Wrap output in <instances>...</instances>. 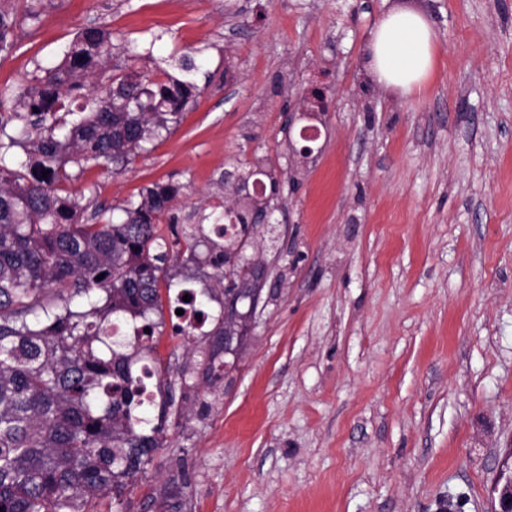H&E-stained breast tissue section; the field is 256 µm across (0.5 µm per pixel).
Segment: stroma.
<instances>
[{"label":"stroma","mask_w":512,"mask_h":512,"mask_svg":"<svg viewBox=\"0 0 512 512\" xmlns=\"http://www.w3.org/2000/svg\"><path fill=\"white\" fill-rule=\"evenodd\" d=\"M405 0H21L0 88L57 66L80 32L111 64L190 54L198 90L171 133L119 172L72 186L105 210L179 186L171 219L232 207L227 170L274 167L279 229L247 257L266 278L243 349L213 386L208 344L164 319L165 446L121 502L181 512H491L512 472V0H416L437 36L422 93L370 82L362 49ZM328 112L305 111L312 87ZM321 130L310 158L298 127Z\"/></svg>","instance_id":"obj_1"}]
</instances>
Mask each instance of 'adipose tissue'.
Here are the masks:
<instances>
[{
  "label": "adipose tissue",
  "mask_w": 512,
  "mask_h": 512,
  "mask_svg": "<svg viewBox=\"0 0 512 512\" xmlns=\"http://www.w3.org/2000/svg\"><path fill=\"white\" fill-rule=\"evenodd\" d=\"M435 39L421 10L403 7L389 11L364 48L363 66L368 78L400 96L412 95L432 76Z\"/></svg>",
  "instance_id": "1"
}]
</instances>
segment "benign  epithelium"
<instances>
[{"mask_svg":"<svg viewBox=\"0 0 512 512\" xmlns=\"http://www.w3.org/2000/svg\"><path fill=\"white\" fill-rule=\"evenodd\" d=\"M224 184L231 187L241 202L257 196L250 189L249 178L233 172L224 173ZM265 269L254 262L248 263L247 277L236 283L228 282L224 288V353L240 351L250 332L255 309L261 299Z\"/></svg>","mask_w":512,"mask_h":512,"instance_id":"7a95c632","label":"benign epithelium"}]
</instances>
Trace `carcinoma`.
<instances>
[{"label":"carcinoma","mask_w":512,"mask_h":512,"mask_svg":"<svg viewBox=\"0 0 512 512\" xmlns=\"http://www.w3.org/2000/svg\"><path fill=\"white\" fill-rule=\"evenodd\" d=\"M16 18L0 9V56L13 50ZM112 34L79 33L60 64L27 85L0 90V512H91L121 501L163 447L172 381L142 363L154 348L162 314L161 284L183 256L198 261L207 243L220 260L213 277L239 258L248 209L229 240L201 224L157 232L179 188L154 183L114 222L98 210L84 219V194L66 189L89 162L125 167L144 145L170 132L195 86L154 79L130 57L108 66ZM22 123L21 136L6 133ZM14 148L25 161L3 163ZM48 171L42 176V171ZM102 279H97V276ZM48 288L88 296L87 305L45 301ZM137 324L118 338L111 317ZM150 332H144V329ZM205 375L224 379V315L209 334ZM163 396L157 423L145 417V379Z\"/></svg>","instance_id":"cac0c4a2"}]
</instances>
